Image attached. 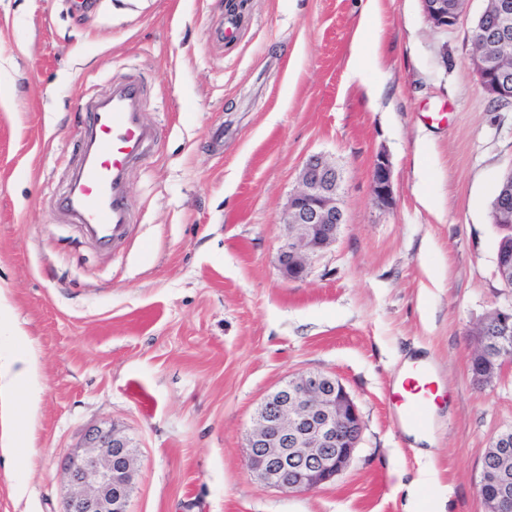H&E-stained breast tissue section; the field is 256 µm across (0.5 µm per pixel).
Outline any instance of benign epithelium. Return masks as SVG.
Segmentation results:
<instances>
[{"mask_svg": "<svg viewBox=\"0 0 512 512\" xmlns=\"http://www.w3.org/2000/svg\"><path fill=\"white\" fill-rule=\"evenodd\" d=\"M423 13L439 32L454 28L467 0H421ZM470 62L487 94L512 103V0H487L472 32ZM371 191L383 207L394 203L392 163L376 155ZM494 223L512 224V171L494 204ZM285 238L277 254L284 278H306L345 224L342 173L336 161L312 154L298 174V188L279 218ZM497 275L512 288V247L497 252ZM497 344L496 360L472 373L483 384L512 361V307L494 308L481 320L477 350ZM364 422L342 382L333 374L306 372L271 392L247 435L248 466L267 485L309 492L340 475L362 438ZM136 453L115 430L92 429L81 453L66 463L70 493L63 512H128ZM487 512H512V432L497 435L486 451L479 481Z\"/></svg>", "mask_w": 512, "mask_h": 512, "instance_id": "obj_1", "label": "benign epithelium"}]
</instances>
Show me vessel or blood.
Wrapping results in <instances>:
<instances>
[{
	"label": "vessel or blood",
	"mask_w": 512,
	"mask_h": 512,
	"mask_svg": "<svg viewBox=\"0 0 512 512\" xmlns=\"http://www.w3.org/2000/svg\"><path fill=\"white\" fill-rule=\"evenodd\" d=\"M142 104L139 84L128 79L85 105L90 141L84 148L76 180L60 206L73 223L84 225L102 244L119 238L125 224L132 220L125 192L126 174L146 157L152 142V130L141 119ZM392 396L400 423L426 428L435 401L431 368L413 366L394 387Z\"/></svg>",
	"instance_id": "1"
}]
</instances>
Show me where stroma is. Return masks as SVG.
Returning a JSON list of instances; mask_svg holds the SVG:
<instances>
[{
    "label": "stroma",
    "mask_w": 512,
    "mask_h": 512,
    "mask_svg": "<svg viewBox=\"0 0 512 512\" xmlns=\"http://www.w3.org/2000/svg\"><path fill=\"white\" fill-rule=\"evenodd\" d=\"M484 7L438 32L421 0H246L229 32L224 0H0V358L33 360L0 399V512H62L64 461L96 427L136 450L129 512H486L512 364L479 384L471 357L484 315L512 306L491 209L512 106L470 65ZM131 76L156 141L103 249L58 202L87 99ZM382 151L389 208L370 191ZM317 153L343 172L346 222L289 281L279 217ZM418 352L444 394L428 459L389 395ZM302 372L336 375L365 428L342 474L299 493L261 481L245 445Z\"/></svg>",
    "instance_id": "1"
}]
</instances>
